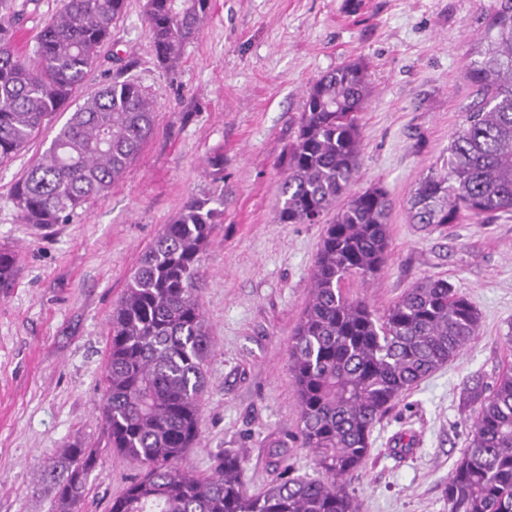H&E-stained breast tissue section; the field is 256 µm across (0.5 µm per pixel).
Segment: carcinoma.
<instances>
[{
    "label": "carcinoma",
    "instance_id": "obj_1",
    "mask_svg": "<svg viewBox=\"0 0 512 512\" xmlns=\"http://www.w3.org/2000/svg\"><path fill=\"white\" fill-rule=\"evenodd\" d=\"M126 0H63L33 50L13 41V0H0V163L14 158L83 81L111 36ZM210 0H144L158 62L169 67L196 39ZM487 47L468 77L484 94L453 134L448 169L424 177L412 208L418 224H453L512 213V0L487 21ZM370 80L350 63L307 90L298 134L278 184L280 224H325L311 297L288 346L298 397L301 447L319 476L283 477L257 494L235 452L215 455L210 472L185 460L200 433L213 341L200 301L203 252L224 215V194L192 198L163 225L112 307L99 410L106 448L75 444L44 465L58 512H81L103 453L141 473L112 497L108 512H356L348 484L370 454L373 431L392 405L461 355L480 314L448 280L425 278L379 313L349 295L370 283L389 257V200L380 187L354 190L362 153L358 113ZM156 108L140 85L114 80L89 96L15 183L25 224H65L91 198L122 179L155 126ZM331 220H326L330 211ZM14 255L0 249V287ZM479 404L474 432L448 479V512H512V366L487 387L472 379Z\"/></svg>",
    "mask_w": 512,
    "mask_h": 512
}]
</instances>
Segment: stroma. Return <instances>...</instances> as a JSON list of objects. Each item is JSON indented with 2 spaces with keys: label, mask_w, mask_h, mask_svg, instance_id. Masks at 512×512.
I'll list each match as a JSON object with an SVG mask.
<instances>
[{
  "label": "stroma",
  "mask_w": 512,
  "mask_h": 512,
  "mask_svg": "<svg viewBox=\"0 0 512 512\" xmlns=\"http://www.w3.org/2000/svg\"><path fill=\"white\" fill-rule=\"evenodd\" d=\"M127 0L88 68L73 105L115 77L138 83L157 110L152 136L124 177L70 223H22L14 184L70 117L56 113L0 164V248L16 257L0 288V512H55L46 460L75 443L106 444L97 411L112 307L141 254L190 199L224 192L223 222L203 257L200 298L213 352L201 436L188 466L209 472L225 449L244 460L243 483L262 491L317 469L300 447L298 403L287 369L292 331L309 300L324 227L276 221L281 163L296 138L307 89L353 61L370 75L360 114L356 188H383L392 204L390 255L371 286L351 295L377 311L426 277L448 279L478 308L464 353L424 379L382 418L351 482L358 512H448V478L472 437V378L493 385L512 364V214H461L442 227L413 223L420 180L448 167L451 137L481 99L467 72L486 45L497 0H212L197 39L172 70L158 64L143 18ZM62 0H16L17 46L31 51ZM224 158L216 180L209 161ZM411 454L396 452L399 439ZM139 469L105 456L90 475L83 512H107Z\"/></svg>",
  "instance_id": "35a3bbf8"
}]
</instances>
